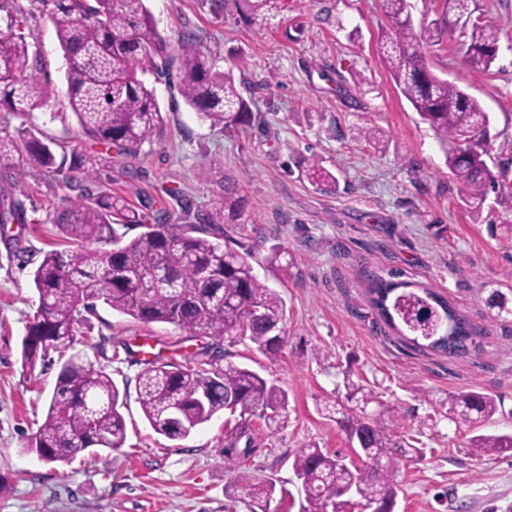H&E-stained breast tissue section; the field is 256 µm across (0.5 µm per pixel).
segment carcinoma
Instances as JSON below:
<instances>
[{
  "label": "carcinoma",
  "instance_id": "obj_1",
  "mask_svg": "<svg viewBox=\"0 0 512 512\" xmlns=\"http://www.w3.org/2000/svg\"><path fill=\"white\" fill-rule=\"evenodd\" d=\"M54 28L65 60L64 78L70 111L89 140L115 145L135 156L153 140L163 123L155 90L145 75H159L172 64L168 43L152 30L146 0H34ZM251 20L264 21L278 12L280 0H235ZM440 16L414 28L409 0H378L391 22L385 64L401 94L434 131L445 153L446 165L464 189L463 202L479 210L486 199L488 168L481 145L464 144L486 136L489 117L477 99L457 84L442 79L427 66L423 50L442 45L464 11V0H442ZM4 22L8 37H0V107L21 120L10 132L0 127V178L33 176L55 167L53 140L37 137L27 125L32 112L44 105L49 92L40 81L43 61L29 52L32 33L25 31L27 14L13 3ZM502 25L478 17L461 29L465 61L477 71L488 70L497 58ZM179 91L186 105L212 127L232 129L251 124L255 116L233 71L215 67L211 53L194 36L179 40ZM21 160L14 161V156ZM72 167L85 180H97L95 156L71 152ZM308 181L318 187L336 184V176L317 161L306 167ZM242 199L224 183L211 208L196 224H170L164 209L143 213L124 198L107 191L90 193L55 214L53 224L62 238L75 245L67 251H49L33 272L39 305L25 325L22 362L34 367L49 353L59 356L73 348L77 327L87 323L102 301L112 310L142 323H169L197 336L220 339L236 333L269 358L278 356L282 342L268 331L285 321V301L264 284L252 265L253 254L224 246L190 230L225 224L236 217ZM25 223L19 204L0 196V224ZM136 225L143 231L125 242L116 226ZM383 285L371 297L373 307L390 326L400 323L415 337L429 334L410 323L404 300L425 302L408 290L406 282L372 280ZM435 327L452 344L450 356L467 354L465 341L478 332L449 305L435 304ZM139 400L152 428L167 437L182 438L184 430L208 423L221 410L240 417L258 416L273 423L288 407V393L255 371L231 362L222 367L186 368L175 363L148 362L137 377ZM120 392L105 368L75 354L61 365L46 418L28 438L27 447L55 462L66 463L102 447L114 450L125 442V420ZM376 401L373 392L355 383L347 385L345 399L325 406L348 438H360L354 449L360 463L331 454L311 443L301 448L293 469L306 487L304 512H337L339 493L354 489L370 508L390 512L396 503L397 479L402 469L423 457V449L401 435L383 414H366ZM495 398L460 391L450 399L448 419L469 422L476 430L495 422ZM245 447H238L241 439ZM252 437L244 425L230 436L224 454H248ZM469 448L476 456L512 451V434L481 433ZM247 490L251 512H271L275 483L240 475L226 488Z\"/></svg>",
  "mask_w": 512,
  "mask_h": 512
}]
</instances>
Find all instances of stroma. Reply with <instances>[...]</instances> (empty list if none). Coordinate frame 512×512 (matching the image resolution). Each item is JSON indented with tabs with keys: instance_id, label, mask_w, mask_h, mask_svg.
I'll return each instance as SVG.
<instances>
[{
	"instance_id": "1",
	"label": "stroma",
	"mask_w": 512,
	"mask_h": 512,
	"mask_svg": "<svg viewBox=\"0 0 512 512\" xmlns=\"http://www.w3.org/2000/svg\"><path fill=\"white\" fill-rule=\"evenodd\" d=\"M30 29L52 94L31 121L59 152L84 138L65 98L64 60L36 0ZM169 53L183 34L232 69L255 115L252 125L210 127L174 85L155 81L165 116L159 136L129 158L102 146L98 183L142 208L184 223L181 202L209 210L223 179L235 181L245 206L212 239L251 249L253 265L286 301L284 343L267 358L249 341L193 335L173 324H143L98 304L77 330L75 353L105 367L124 401L126 441L101 460L86 454L45 463L27 447L44 422L59 361L23 368L24 326L39 304L33 272L60 239L51 218L78 200L86 182L62 167L12 187L25 221L0 224V512H250L245 491L227 496L239 475L273 479L280 512H300L304 492L292 463L317 443L349 453V442L322 408L344 395L346 381L365 385L423 460L403 471L396 512H512V454L475 458L473 435L448 418L462 390L492 394L494 430L512 432V316L496 317L484 299L512 292V0H472L476 14L503 26L489 71L470 70L456 36L428 48L438 76L477 98L488 113L491 174L481 210L464 206L428 124L401 95L382 60L390 28L377 0H282L267 22H253L234 0H147ZM378 133L368 141L367 131ZM317 160L338 180L310 185L304 169ZM281 257H274V250ZM411 282L444 296L478 330L479 352L459 357L428 350L386 324L369 302L372 279ZM250 368L284 389L280 427L249 421L254 446L225 457L224 440L239 415L219 412L184 439L156 433L141 409L136 377L147 362L194 367L201 359Z\"/></svg>"
}]
</instances>
